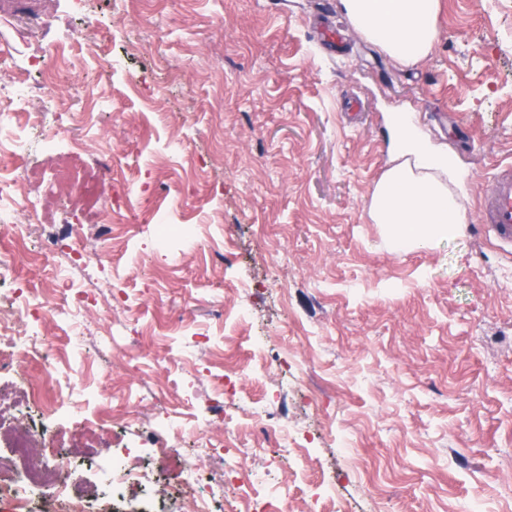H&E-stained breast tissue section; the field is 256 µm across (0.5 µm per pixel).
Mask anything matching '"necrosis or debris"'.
<instances>
[{
  "label": "necrosis or debris",
  "instance_id": "1",
  "mask_svg": "<svg viewBox=\"0 0 512 512\" xmlns=\"http://www.w3.org/2000/svg\"><path fill=\"white\" fill-rule=\"evenodd\" d=\"M49 24V13L30 11L24 15L22 37L35 49L20 60H13L10 42H0V57L11 61L8 68L0 71V225L9 229L13 241L11 248L0 251V280L13 278L17 265L24 260L21 246L34 237L41 239V252L46 257L64 258L67 265H79L94 279L105 271L102 257L83 245L79 236H72L69 252L60 253L61 239L43 224V211L37 201L42 179L36 164L42 146L56 137L58 124L75 119L89 125L101 110L99 104L92 103L76 114L57 113L55 123H48L47 104L58 99L72 68L64 51L41 46ZM102 294V289H77L69 280L61 279L54 287L39 292L23 287L12 289L0 305V368L20 370L35 363L43 366L41 383L20 378L0 381V432L9 439L8 453H0V498L10 502L11 512H125V491L131 486L143 487L146 492L139 512H159V504L169 500L173 501L175 512H213L214 498L227 492L240 502L243 512H283L281 498L259 491L260 486L272 480V469L239 474L240 451L236 448L225 449V476L211 495L195 492L199 463L212 457L216 448L209 432L224 417L220 405L209 406L187 431L172 414L160 419L167 441L152 449L153 460L161 461L169 455L170 441L179 442L188 435L197 443L184 460L181 487L176 491L155 479L144 464L141 449L133 446L109 451L99 464L98 482L90 485L72 482V458L64 450L46 455L48 441L63 442L62 433L48 432L21 420L19 414L35 407L42 417L51 418L69 403L73 393L66 372L56 359L44 354L31 325L56 318L79 325L81 336L92 335L91 326L80 321L82 308ZM251 416L267 437L282 442L284 447L304 446V438L291 431L284 417L271 409L268 399L255 401Z\"/></svg>",
  "mask_w": 512,
  "mask_h": 512
}]
</instances>
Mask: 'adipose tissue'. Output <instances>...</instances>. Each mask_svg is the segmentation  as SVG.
<instances>
[{
    "mask_svg": "<svg viewBox=\"0 0 512 512\" xmlns=\"http://www.w3.org/2000/svg\"><path fill=\"white\" fill-rule=\"evenodd\" d=\"M340 6L362 37L401 63L425 58L438 39L439 0H340ZM392 156L368 202L369 217L382 225L391 249L407 253L455 234L466 210L447 158L428 154L406 134Z\"/></svg>",
    "mask_w": 512,
    "mask_h": 512,
    "instance_id": "adipose-tissue-1",
    "label": "adipose tissue"
}]
</instances>
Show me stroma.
<instances>
[{
    "label": "stroma",
    "instance_id": "stroma-1",
    "mask_svg": "<svg viewBox=\"0 0 512 512\" xmlns=\"http://www.w3.org/2000/svg\"><path fill=\"white\" fill-rule=\"evenodd\" d=\"M327 13L342 52L318 41ZM54 15L46 38L75 61L73 110L110 105L65 139L87 166H111L117 223L126 179L161 205L105 242L72 198L71 227L111 259L101 288L129 299L88 309L114 343L88 342L72 365L75 389L99 386L130 414L104 436L148 448L171 402L189 417L217 402L225 444L252 448L243 467L262 470L280 451L247 403L276 396L315 436L280 472L288 512H463L474 499L512 512V254L476 221L512 162V0H440L438 40L412 65L322 0H58ZM111 26L129 41L104 44ZM403 113L452 159L467 212L458 233L409 253L367 212ZM182 222L194 244L158 247L156 226ZM256 336L270 368L224 395L220 360L249 362Z\"/></svg>",
    "mask_w": 512,
    "mask_h": 512
}]
</instances>
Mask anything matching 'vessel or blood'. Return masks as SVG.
Listing matches in <instances>:
<instances>
[{
  "instance_id": "obj_1",
  "label": "vessel or blood",
  "mask_w": 512,
  "mask_h": 512,
  "mask_svg": "<svg viewBox=\"0 0 512 512\" xmlns=\"http://www.w3.org/2000/svg\"><path fill=\"white\" fill-rule=\"evenodd\" d=\"M479 222L494 244L512 253V163L498 166L484 193Z\"/></svg>"
}]
</instances>
